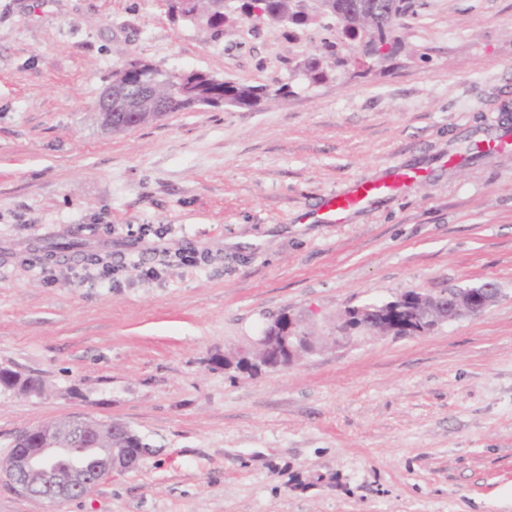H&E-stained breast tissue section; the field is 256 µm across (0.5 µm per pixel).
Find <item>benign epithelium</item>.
Listing matches in <instances>:
<instances>
[{
    "label": "benign epithelium",
    "instance_id": "benign-epithelium-1",
    "mask_svg": "<svg viewBox=\"0 0 512 512\" xmlns=\"http://www.w3.org/2000/svg\"><path fill=\"white\" fill-rule=\"evenodd\" d=\"M143 68L150 71L146 78L136 77L129 67L112 72V80L103 89L96 106L105 130H121L113 122V116L119 112L128 113L135 119L164 110V102L155 94L157 73L153 72L154 65L146 63ZM499 296V286L485 282L474 287L453 288L438 295L413 293L381 305L350 307L348 312L365 320L364 331L372 335H389L396 333V327L390 323L393 313L408 310L417 323L436 326L452 318L480 315ZM300 327L301 320L287 312L279 314L266 326L257 341V348L262 350L266 363L276 368L287 367L318 349L316 342ZM71 422L79 425V435L85 437L84 449L90 454L91 461L79 457L77 449L65 436L46 434L36 438V448H11L1 456L0 478L27 496L56 502L89 494L94 487L91 472L100 465L110 464L114 471L128 470L149 453L147 448H138L134 453L128 448H99L96 426L84 418H73Z\"/></svg>",
    "mask_w": 512,
    "mask_h": 512
}]
</instances>
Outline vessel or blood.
Instances as JSON below:
<instances>
[{"mask_svg": "<svg viewBox=\"0 0 512 512\" xmlns=\"http://www.w3.org/2000/svg\"><path fill=\"white\" fill-rule=\"evenodd\" d=\"M409 178V173L397 167L386 177L354 182L346 190L326 197L315 216L324 224L341 223L348 212L367 206L377 197L401 190Z\"/></svg>", "mask_w": 512, "mask_h": 512, "instance_id": "obj_1", "label": "vessel or blood"}]
</instances>
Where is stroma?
Masks as SVG:
<instances>
[{
  "label": "stroma",
  "mask_w": 512,
  "mask_h": 512,
  "mask_svg": "<svg viewBox=\"0 0 512 512\" xmlns=\"http://www.w3.org/2000/svg\"><path fill=\"white\" fill-rule=\"evenodd\" d=\"M412 3L393 58L312 84L293 70L321 23L215 40L158 0H0V365L44 384L0 393V454L72 417L151 449L52 504L0 479V512H512V146L467 149L512 132V0ZM135 59L291 92L105 132L96 102ZM396 166L401 192L307 222ZM488 280L498 302L423 335L215 363L283 311L325 336Z\"/></svg>",
  "instance_id": "35a3bbf8"
}]
</instances>
